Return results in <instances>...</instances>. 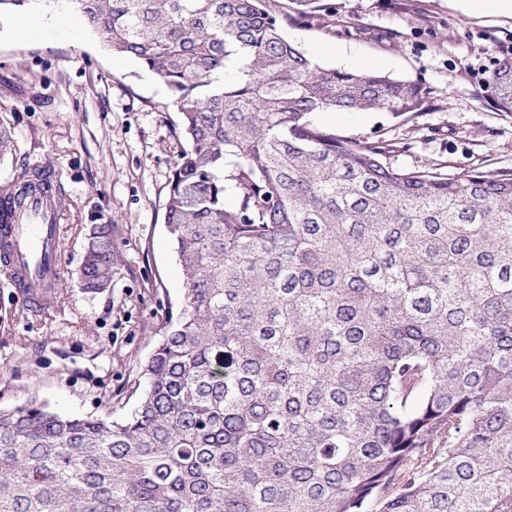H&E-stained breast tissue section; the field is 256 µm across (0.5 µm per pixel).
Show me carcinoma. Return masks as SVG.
I'll return each mask as SVG.
<instances>
[{
  "mask_svg": "<svg viewBox=\"0 0 512 512\" xmlns=\"http://www.w3.org/2000/svg\"><path fill=\"white\" fill-rule=\"evenodd\" d=\"M168 90L185 293L126 417L0 410V512H512V173L384 163L317 112L422 104L268 0H70ZM512 112V52L491 75ZM77 282L119 264L96 224Z\"/></svg>",
  "mask_w": 512,
  "mask_h": 512,
  "instance_id": "obj_1",
  "label": "carcinoma"
}]
</instances>
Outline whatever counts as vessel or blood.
I'll return each mask as SVG.
<instances>
[{
    "mask_svg": "<svg viewBox=\"0 0 512 512\" xmlns=\"http://www.w3.org/2000/svg\"><path fill=\"white\" fill-rule=\"evenodd\" d=\"M40 172L35 192L0 198V274L20 291L33 313L40 311L42 298L29 289V282L53 287L61 269L58 175L48 165Z\"/></svg>",
    "mask_w": 512,
    "mask_h": 512,
    "instance_id": "1",
    "label": "vessel or blood"
}]
</instances>
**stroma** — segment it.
Masks as SVG:
<instances>
[{"label":"stroma","instance_id":"stroma-1","mask_svg":"<svg viewBox=\"0 0 512 512\" xmlns=\"http://www.w3.org/2000/svg\"><path fill=\"white\" fill-rule=\"evenodd\" d=\"M305 26L285 34L319 64H371L420 83L419 112H350L338 135L392 144L388 165L450 175L512 171V112L500 109L490 77L512 50V0L479 9L468 0H319ZM58 18L52 38L41 20ZM165 87L111 53L65 0L0 18V122L14 150L0 185L47 161L63 190L60 247L65 287L29 313L0 279V410L37 401L65 416L131 412L132 389L152 355L168 307L185 283L165 233L166 186L185 142ZM113 223L121 264L112 286L78 287L91 225Z\"/></svg>","mask_w":512,"mask_h":512}]
</instances>
